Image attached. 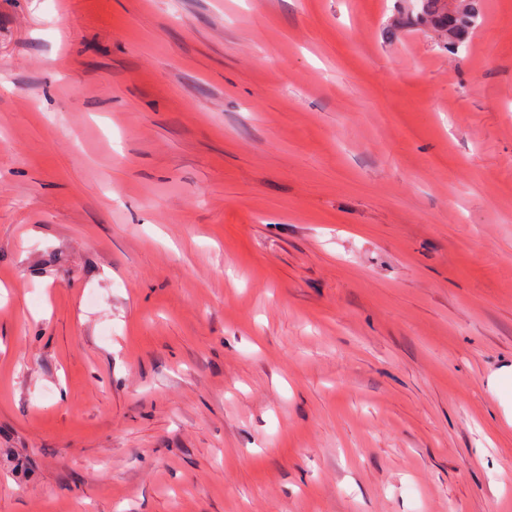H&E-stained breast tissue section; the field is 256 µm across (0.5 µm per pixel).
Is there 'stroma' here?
Segmentation results:
<instances>
[{
	"label": "stroma",
	"mask_w": 512,
	"mask_h": 512,
	"mask_svg": "<svg viewBox=\"0 0 512 512\" xmlns=\"http://www.w3.org/2000/svg\"><path fill=\"white\" fill-rule=\"evenodd\" d=\"M0 0V512H512V0ZM427 15L437 30L446 31L448 40L460 41L471 26L472 12L450 11L442 8L440 0H427Z\"/></svg>",
	"instance_id": "1"
}]
</instances>
